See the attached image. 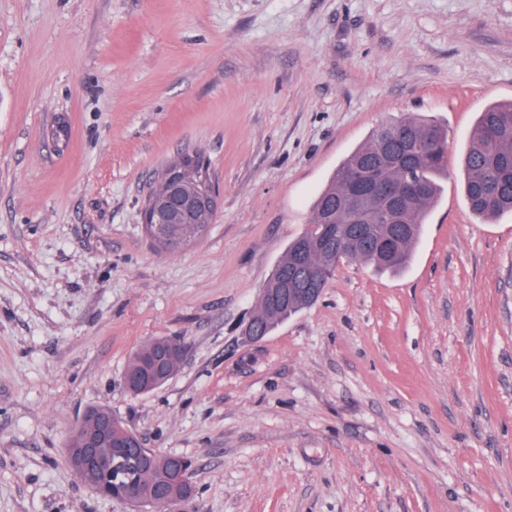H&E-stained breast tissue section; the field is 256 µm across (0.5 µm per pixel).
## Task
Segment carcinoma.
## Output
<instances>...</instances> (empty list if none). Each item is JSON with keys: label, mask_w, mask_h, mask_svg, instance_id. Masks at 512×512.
<instances>
[{"label": "carcinoma", "mask_w": 512, "mask_h": 512, "mask_svg": "<svg viewBox=\"0 0 512 512\" xmlns=\"http://www.w3.org/2000/svg\"><path fill=\"white\" fill-rule=\"evenodd\" d=\"M420 139L434 143V150L426 157L407 156L410 144ZM388 149L404 155L405 160L385 168V178L401 183L411 173L423 181L424 193L401 201L399 223L373 224L364 235L361 225L349 223L341 201L347 182L374 165ZM447 150L448 130L432 119L401 116L375 129L336 168L313 203L309 224L288 243L285 256L262 289L258 311L250 319L254 333L265 336L278 323L312 305L343 260L369 263L381 271L404 269L428 211L441 192L440 180L448 168ZM184 168L191 170L195 183L210 187L209 165L202 153L185 161ZM462 168L465 200L473 214L493 219L512 213V102L489 105L480 113L462 157ZM300 264L305 265L310 281L294 285L284 306L277 302V296ZM174 344L175 340L168 338L150 340L134 353L125 372L130 393L139 395L145 386L156 390L165 384L153 376L152 365L160 350Z\"/></svg>", "instance_id": "carcinoma-1"}]
</instances>
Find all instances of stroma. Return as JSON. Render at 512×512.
I'll return each mask as SVG.
<instances>
[{
    "label": "stroma",
    "mask_w": 512,
    "mask_h": 512,
    "mask_svg": "<svg viewBox=\"0 0 512 512\" xmlns=\"http://www.w3.org/2000/svg\"><path fill=\"white\" fill-rule=\"evenodd\" d=\"M510 101L512 0H0V512H135L67 463L94 406L191 461L178 512H512V215H474L460 169ZM403 113L448 128L411 265L342 261L242 336L314 197ZM194 150L216 217L157 252L142 202ZM159 337L182 364L132 395ZM162 341L150 340L143 344L131 357L124 378L129 383V392L134 395H141V387L151 386V391L158 389L168 380H160L153 376L152 365L154 358L163 348L173 347L176 340L161 338ZM147 392V393H149Z\"/></svg>",
    "instance_id": "1"
}]
</instances>
